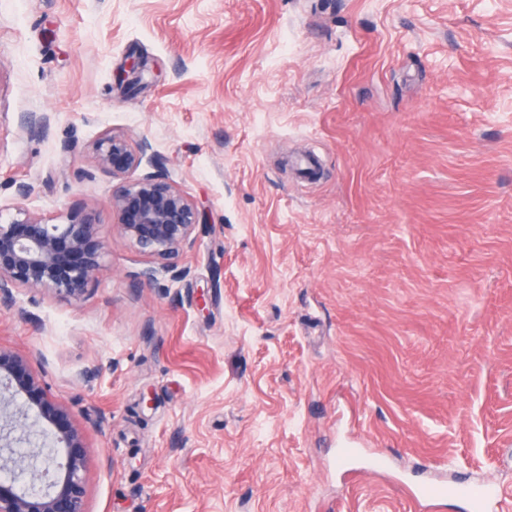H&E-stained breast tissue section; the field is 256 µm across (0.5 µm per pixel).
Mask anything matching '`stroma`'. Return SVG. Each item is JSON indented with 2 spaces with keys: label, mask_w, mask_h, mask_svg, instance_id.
<instances>
[{
  "label": "stroma",
  "mask_w": 512,
  "mask_h": 512,
  "mask_svg": "<svg viewBox=\"0 0 512 512\" xmlns=\"http://www.w3.org/2000/svg\"><path fill=\"white\" fill-rule=\"evenodd\" d=\"M111 131L206 218L176 270L113 225ZM19 207L106 245L81 297L0 307L87 512H416L419 460L512 504V0H0Z\"/></svg>",
  "instance_id": "35a3bbf8"
}]
</instances>
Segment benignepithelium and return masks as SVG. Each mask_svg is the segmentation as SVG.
<instances>
[{
	"instance_id": "benign-epithelium-1",
	"label": "benign epithelium",
	"mask_w": 512,
	"mask_h": 512,
	"mask_svg": "<svg viewBox=\"0 0 512 512\" xmlns=\"http://www.w3.org/2000/svg\"><path fill=\"white\" fill-rule=\"evenodd\" d=\"M146 63L135 60L118 80L127 88L139 84ZM147 143L107 132L94 145L96 168L112 175V215L119 234L142 252L166 264L192 249L203 224L197 204L162 174L148 172L127 181L138 169ZM105 243L92 212H71L64 223L19 208L0 222V306L13 307L12 289L52 290L81 296L101 269ZM53 426L62 457L44 451L32 437ZM26 443L24 474L32 489L0 481V512H86V446L68 423V412L33 374L28 360L0 349V466H15V445Z\"/></svg>"
}]
</instances>
